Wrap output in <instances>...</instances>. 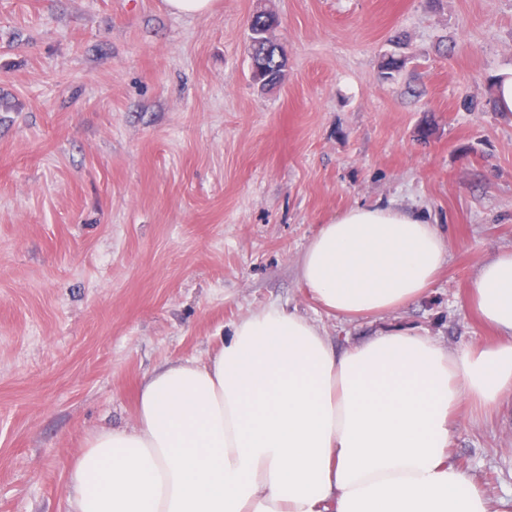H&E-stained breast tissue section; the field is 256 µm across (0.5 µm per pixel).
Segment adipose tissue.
Instances as JSON below:
<instances>
[{
  "label": "adipose tissue",
  "mask_w": 512,
  "mask_h": 512,
  "mask_svg": "<svg viewBox=\"0 0 512 512\" xmlns=\"http://www.w3.org/2000/svg\"><path fill=\"white\" fill-rule=\"evenodd\" d=\"M447 253L419 214L360 205L322 225L298 277L330 314L377 316L421 298ZM470 294L503 343L451 352L390 325L341 350L297 312L243 317L210 361L145 376L134 426L86 436L70 512H496L448 446L463 404L512 392V250Z\"/></svg>",
  "instance_id": "1"
}]
</instances>
